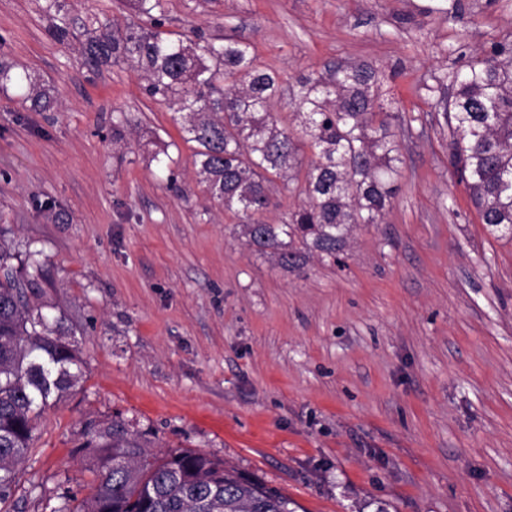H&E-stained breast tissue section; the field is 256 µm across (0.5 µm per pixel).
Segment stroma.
<instances>
[{
  "mask_svg": "<svg viewBox=\"0 0 512 512\" xmlns=\"http://www.w3.org/2000/svg\"><path fill=\"white\" fill-rule=\"evenodd\" d=\"M45 5L0 0V57L57 100L30 112L0 92V232L41 265L85 379L44 412L0 512L82 493L80 432L115 414L232 461L295 512H512V239L481 223L422 88L512 41V0H166V30L233 36L292 80L383 71L404 157L393 206L343 266L292 273L233 234L192 145L158 168L179 135L138 74L88 63L82 23L130 22L118 0H66L64 44Z\"/></svg>",
  "mask_w": 512,
  "mask_h": 512,
  "instance_id": "1",
  "label": "stroma"
}]
</instances>
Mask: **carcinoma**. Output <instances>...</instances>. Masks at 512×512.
I'll return each mask as SVG.
<instances>
[{
	"mask_svg": "<svg viewBox=\"0 0 512 512\" xmlns=\"http://www.w3.org/2000/svg\"><path fill=\"white\" fill-rule=\"evenodd\" d=\"M134 21L92 30L84 47L95 65L127 64L146 93L173 109L182 139L194 144L205 194L241 221L246 245L292 272L307 257L343 264L363 224H380L392 207L404 159L396 116L382 99L380 72L347 63L311 71L288 85L261 68L248 43L163 30L165 0H122ZM49 33L70 36L60 0ZM424 84L452 132L451 163L482 223L512 238V41L448 79ZM23 89V103L47 112L51 89L0 59V91ZM299 199L280 219L274 195ZM0 244V503L18 487L15 467L31 451L46 408L84 379L78 343L39 301L30 263ZM19 261L14 266L13 261ZM75 449L92 479L82 497L46 499L49 512H292L290 499L229 460L192 449L161 453L120 415L92 420Z\"/></svg>",
	"mask_w": 512,
	"mask_h": 512,
	"instance_id": "obj_1",
	"label": "carcinoma"
}]
</instances>
